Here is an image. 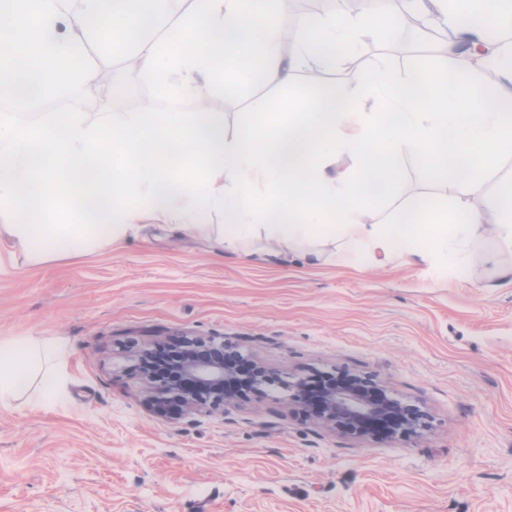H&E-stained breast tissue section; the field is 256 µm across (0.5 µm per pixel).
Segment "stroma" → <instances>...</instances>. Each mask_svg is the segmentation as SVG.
Instances as JSON below:
<instances>
[{
  "instance_id": "35a3bbf8",
  "label": "stroma",
  "mask_w": 512,
  "mask_h": 512,
  "mask_svg": "<svg viewBox=\"0 0 512 512\" xmlns=\"http://www.w3.org/2000/svg\"><path fill=\"white\" fill-rule=\"evenodd\" d=\"M390 42L398 76L429 56L405 31ZM380 48L369 40L346 64L301 70L296 88L355 85ZM279 94L249 83L218 98L225 131ZM161 104L147 83L95 87L45 100L29 118ZM428 189L403 156L373 218ZM489 252L512 261L490 234L446 279L421 263L312 268L292 255L261 266L169 227L38 264L0 236V338L68 348L55 400L29 405L36 376L0 407V512H512V286L495 287ZM184 336L226 342L279 382L221 410L155 417L139 359ZM344 370L417 407L424 430L354 438L305 417L283 388Z\"/></svg>"
}]
</instances>
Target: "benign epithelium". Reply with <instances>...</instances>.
I'll return each instance as SVG.
<instances>
[{
    "instance_id": "obj_1",
    "label": "benign epithelium",
    "mask_w": 512,
    "mask_h": 512,
    "mask_svg": "<svg viewBox=\"0 0 512 512\" xmlns=\"http://www.w3.org/2000/svg\"><path fill=\"white\" fill-rule=\"evenodd\" d=\"M224 347L223 343L188 341L181 358L171 363L178 378L147 373L153 384L147 400L149 411L165 417L173 411L187 415L217 409L273 382V376L260 368L250 384L233 385L235 368L224 356ZM287 389L293 390L292 398L310 417L354 438L396 439L411 436L422 427V415L415 408L392 398L383 386L360 374L351 373L345 381L325 376L313 396L301 382Z\"/></svg>"
}]
</instances>
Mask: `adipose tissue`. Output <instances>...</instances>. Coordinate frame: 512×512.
<instances>
[{
    "label": "adipose tissue",
    "instance_id": "adipose-tissue-1",
    "mask_svg": "<svg viewBox=\"0 0 512 512\" xmlns=\"http://www.w3.org/2000/svg\"><path fill=\"white\" fill-rule=\"evenodd\" d=\"M283 0H0V233L25 256L58 257L126 240L143 222L189 228L228 253L277 263L303 251L309 264L335 243L333 261L357 255L370 265L420 262L457 274L463 257L494 232L512 249V182L487 210L469 197L512 158V42L488 32L512 19V0H383L380 10L296 17L293 53L281 47ZM405 14L441 31L439 60L411 79L386 56L344 84L295 91L302 69L327 70L367 37L388 42ZM88 33L109 32L113 46H134L125 79L150 82L173 103L224 96L251 73L283 90L267 111L226 134L219 112H122L111 122L83 112L30 124L33 98L14 87L22 75L51 97L98 81L80 67ZM161 34L144 36L147 21ZM480 57V69L457 67ZM415 156L445 201L419 195L385 220L368 207L389 187L404 155ZM223 223H213V216ZM61 346L25 337L0 341V406L27 391L44 368L46 403L65 381Z\"/></svg>",
    "mask_w": 512,
    "mask_h": 512
}]
</instances>
